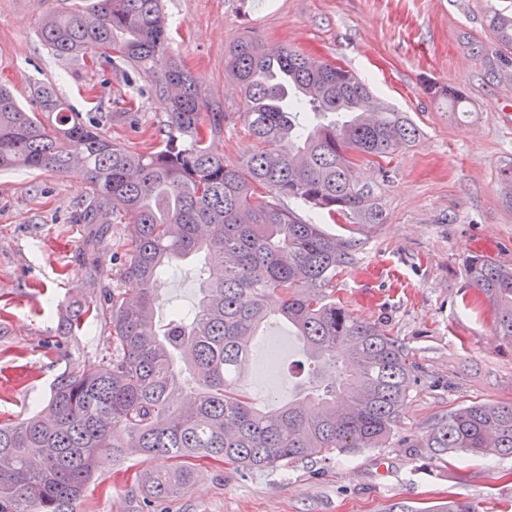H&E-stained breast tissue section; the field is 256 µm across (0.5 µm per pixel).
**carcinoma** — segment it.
Masks as SVG:
<instances>
[{"label":"carcinoma","mask_w":512,"mask_h":512,"mask_svg":"<svg viewBox=\"0 0 512 512\" xmlns=\"http://www.w3.org/2000/svg\"><path fill=\"white\" fill-rule=\"evenodd\" d=\"M487 25L511 51L512 16L495 13ZM40 35L64 59H118L139 70L164 119L157 145L130 151L51 84L36 87L29 112L0 87V171L79 166L89 199L80 222L128 225L122 288L110 304L112 357L61 377L41 410L0 425V512H74L107 462L135 456L165 460L136 477L149 499L161 500L190 482L195 461L273 471L387 439L410 390L409 351L330 298L348 245L284 201L376 222L354 159L390 161L419 138L412 118L373 104L366 84L339 64L286 46L273 62L261 40L244 38L225 51L224 70L256 149L233 164L211 149L231 113L171 53L162 0H87L45 18ZM198 254L205 266L197 302L156 324L161 277ZM466 271L497 334L512 343V267L474 256ZM99 311L80 306L69 330ZM274 316L295 330L315 370L336 375L260 409L240 380L251 338ZM177 360L194 380L189 410ZM426 447L512 456V403L458 409L431 429ZM432 512L478 507L455 499Z\"/></svg>","instance_id":"carcinoma-1"}]
</instances>
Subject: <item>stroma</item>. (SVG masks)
Segmentation results:
<instances>
[{
  "label": "stroma",
  "mask_w": 512,
  "mask_h": 512,
  "mask_svg": "<svg viewBox=\"0 0 512 512\" xmlns=\"http://www.w3.org/2000/svg\"><path fill=\"white\" fill-rule=\"evenodd\" d=\"M82 0H0V83L24 107L33 87L54 83L82 116L98 104L118 116L104 129L136 151L159 142L162 109L149 79L116 61L94 67L54 56L39 38L43 17ZM172 50L197 84L236 111L224 53L254 36L341 64L382 105L409 113L421 130L391 162H362L357 184L382 220L321 218L323 231L350 243L332 296L362 320L398 338L415 379L388 440L353 456L247 471L204 460L176 497L145 503L136 474L159 467L133 457L106 465L77 512H414L448 496L502 512L512 505V456L442 459L427 448L431 428L462 406L512 402V344L495 331L467 273L474 255L512 266V208L501 182L512 166V66L487 26L512 0H164ZM461 90L466 113L450 111L425 87ZM80 169L0 172V422L44 407L58 378L112 354L109 319L65 334L77 303L121 286L127 228L79 224ZM201 258L180 263L160 284L156 321L192 307ZM290 377L278 396L316 385L300 341L284 357Z\"/></svg>",
  "instance_id": "35a3bbf8"
}]
</instances>
